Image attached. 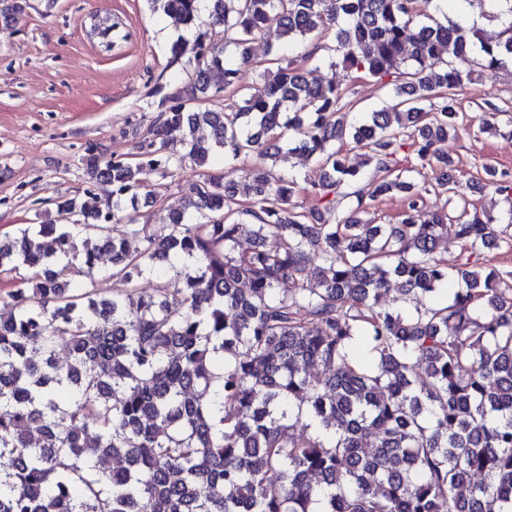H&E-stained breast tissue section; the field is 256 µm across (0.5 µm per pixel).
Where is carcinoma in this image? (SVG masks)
I'll list each match as a JSON object with an SVG mask.
<instances>
[{
	"mask_svg": "<svg viewBox=\"0 0 512 512\" xmlns=\"http://www.w3.org/2000/svg\"><path fill=\"white\" fill-rule=\"evenodd\" d=\"M152 2L188 29L208 11L215 30L174 43L170 67L185 70L189 50L191 93L232 91L240 102L215 112L166 97L136 162L84 157L112 206L69 199L58 209L71 222L0 239V278L14 285V312L0 316V512H512V286L484 266L501 222L462 208L454 232L465 260L448 267L436 256L448 214L427 210L395 168L406 145L441 169V188L454 181L456 91L512 60V0H490L494 42L417 0ZM273 12L288 44L336 27L340 64L388 79L398 106L350 123L333 78L279 54L262 91L240 93L239 65ZM254 152L271 167L244 183L201 174L170 223L130 250L143 171L164 177L188 160ZM296 152L324 170L306 211L292 203L296 179L276 173ZM344 185L355 190L338 217ZM392 195L401 221L367 223ZM245 236L249 249L239 248ZM101 251L125 294L70 287L93 277ZM163 261L179 266L175 276L140 288ZM394 280L428 303L390 308ZM107 457L117 464L99 467Z\"/></svg>",
	"mask_w": 512,
	"mask_h": 512,
	"instance_id": "1",
	"label": "carcinoma"
}]
</instances>
